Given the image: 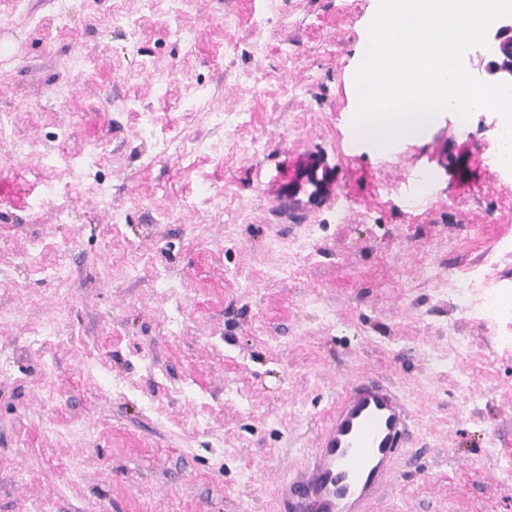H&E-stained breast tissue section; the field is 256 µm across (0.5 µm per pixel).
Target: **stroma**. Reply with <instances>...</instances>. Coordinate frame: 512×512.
<instances>
[{
    "label": "stroma",
    "instance_id": "stroma-1",
    "mask_svg": "<svg viewBox=\"0 0 512 512\" xmlns=\"http://www.w3.org/2000/svg\"><path fill=\"white\" fill-rule=\"evenodd\" d=\"M370 12L0 0V512H280L358 376L415 418L370 512H512V314L439 291L512 242L497 114L349 141ZM327 168L323 156L307 153L299 159L294 172L288 169V180L268 184V193L279 203L281 218L291 223L300 222L313 210L319 202ZM289 183V191L288 188L282 189Z\"/></svg>",
    "mask_w": 512,
    "mask_h": 512
}]
</instances>
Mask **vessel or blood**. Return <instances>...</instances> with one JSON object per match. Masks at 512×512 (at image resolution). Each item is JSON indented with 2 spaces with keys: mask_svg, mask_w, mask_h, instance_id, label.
Returning a JSON list of instances; mask_svg holds the SVG:
<instances>
[{
  "mask_svg": "<svg viewBox=\"0 0 512 512\" xmlns=\"http://www.w3.org/2000/svg\"><path fill=\"white\" fill-rule=\"evenodd\" d=\"M326 168L323 156L308 153L289 172L287 182L268 184L281 218L295 223L313 210ZM411 426V414L384 383H348L314 453L283 486L281 512H368L390 478Z\"/></svg>",
  "mask_w": 512,
  "mask_h": 512,
  "instance_id": "vessel-or-blood-1",
  "label": "vessel or blood"
}]
</instances>
